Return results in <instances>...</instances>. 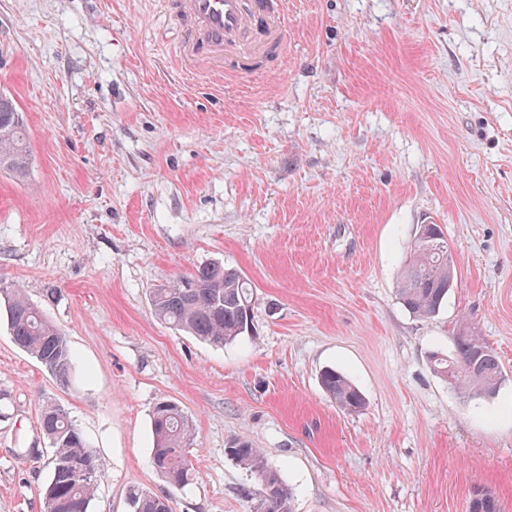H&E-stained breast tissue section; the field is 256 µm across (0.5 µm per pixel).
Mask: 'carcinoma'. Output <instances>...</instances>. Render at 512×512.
Wrapping results in <instances>:
<instances>
[{"label": "carcinoma", "mask_w": 512, "mask_h": 512, "mask_svg": "<svg viewBox=\"0 0 512 512\" xmlns=\"http://www.w3.org/2000/svg\"><path fill=\"white\" fill-rule=\"evenodd\" d=\"M29 164L26 129L12 98L0 95V168L17 175ZM454 269L448 262V241L437 224H422L410 243V259L397 295L413 315L431 317L448 298ZM4 314L13 342L34 357L61 383L69 382L72 354L65 334L45 319L17 288H1ZM156 317L199 340L222 345L251 331L252 289L238 271L218 263L198 267L151 294ZM433 369L452 385L477 393L493 391L502 378L497 353L470 329L459 331L455 353L431 357ZM325 391L349 413L363 409L360 390L342 372L327 368L320 376ZM40 428L54 448L52 477L44 491L45 512H89L98 483L96 456L64 408L48 404ZM155 469L173 488L189 484L194 473L187 448L194 429L189 416L170 400L158 402L151 419ZM230 455L253 473L261 492L252 512H291L290 491L280 476L266 467L260 449L241 441ZM171 498L143 491L130 492L134 512H172ZM469 512H501L499 500L481 489L473 493Z\"/></svg>", "instance_id": "carcinoma-1"}]
</instances>
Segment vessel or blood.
I'll return each instance as SVG.
<instances>
[{"label":"vessel or blood","mask_w":512,"mask_h":512,"mask_svg":"<svg viewBox=\"0 0 512 512\" xmlns=\"http://www.w3.org/2000/svg\"><path fill=\"white\" fill-rule=\"evenodd\" d=\"M179 29L173 63L244 79L279 61L288 39V0H167Z\"/></svg>","instance_id":"vessel-or-blood-1"}]
</instances>
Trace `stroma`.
<instances>
[{
    "label": "stroma",
    "instance_id": "stroma-1",
    "mask_svg": "<svg viewBox=\"0 0 512 512\" xmlns=\"http://www.w3.org/2000/svg\"><path fill=\"white\" fill-rule=\"evenodd\" d=\"M164 0H0V93L27 131L0 171V288L23 289L73 355L61 384L0 318V512H45L63 406L95 451L89 512H251L246 440L291 512H512V0H290L284 63L241 82L170 63ZM454 261L440 312L396 284L416 227ZM253 287L252 330L216 346L155 317L150 291L208 263ZM497 353L475 395L435 373L460 328ZM365 399L341 410L321 372ZM171 400L193 479L152 464ZM129 494L134 512H172L171 498L167 496H158L139 490H133Z\"/></svg>",
    "mask_w": 512,
    "mask_h": 512
}]
</instances>
